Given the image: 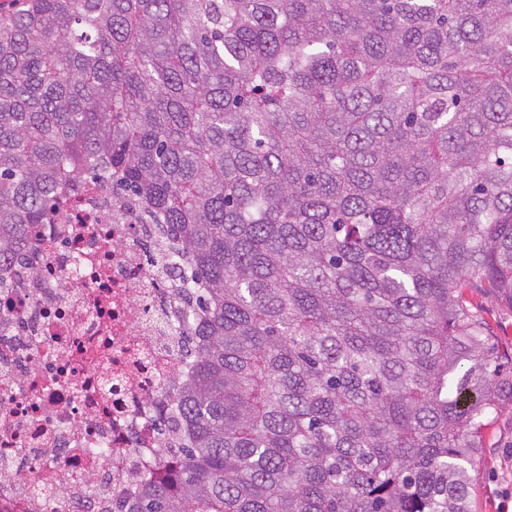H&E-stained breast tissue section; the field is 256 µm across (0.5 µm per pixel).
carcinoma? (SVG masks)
<instances>
[{
  "label": "carcinoma",
  "mask_w": 512,
  "mask_h": 512,
  "mask_svg": "<svg viewBox=\"0 0 512 512\" xmlns=\"http://www.w3.org/2000/svg\"><path fill=\"white\" fill-rule=\"evenodd\" d=\"M92 178L189 260L185 433L132 512H473L512 374V0H21L0 286ZM486 288L484 283L472 281L464 288V296L472 311L484 322L490 344L502 356L506 366L512 361V304Z\"/></svg>",
  "instance_id": "cac0c4a2"
}]
</instances>
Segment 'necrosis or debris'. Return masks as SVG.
Listing matches in <instances>:
<instances>
[{
  "label": "necrosis or debris",
  "instance_id": "4bbe7bcc",
  "mask_svg": "<svg viewBox=\"0 0 512 512\" xmlns=\"http://www.w3.org/2000/svg\"><path fill=\"white\" fill-rule=\"evenodd\" d=\"M105 187L28 232L0 289V512H116L191 379L171 247Z\"/></svg>",
  "mask_w": 512,
  "mask_h": 512
}]
</instances>
